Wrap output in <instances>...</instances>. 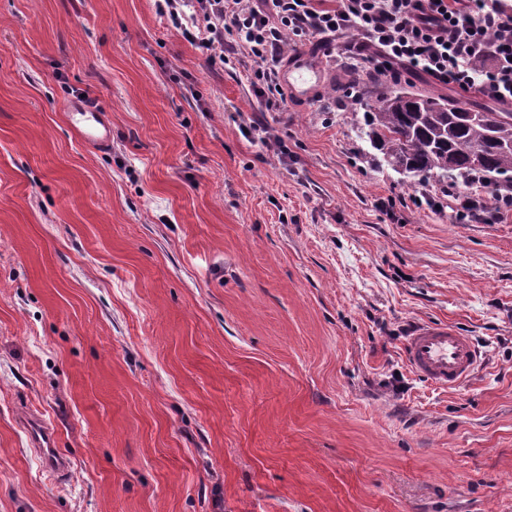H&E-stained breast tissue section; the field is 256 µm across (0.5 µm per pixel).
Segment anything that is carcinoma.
<instances>
[{
	"label": "carcinoma",
	"instance_id": "cac0c4a2",
	"mask_svg": "<svg viewBox=\"0 0 512 512\" xmlns=\"http://www.w3.org/2000/svg\"><path fill=\"white\" fill-rule=\"evenodd\" d=\"M339 86L375 97L367 136L394 170L426 185L477 178L494 192L512 189V112L470 110L451 98L391 88L380 70L352 68Z\"/></svg>",
	"mask_w": 512,
	"mask_h": 512
}]
</instances>
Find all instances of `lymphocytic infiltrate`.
Returning <instances> with one entry per match:
<instances>
[{
  "label": "lymphocytic infiltrate",
  "instance_id": "obj_1",
  "mask_svg": "<svg viewBox=\"0 0 512 512\" xmlns=\"http://www.w3.org/2000/svg\"><path fill=\"white\" fill-rule=\"evenodd\" d=\"M184 20L185 0H156L182 37L211 64L236 56L266 109L286 107L282 64L296 38L377 68L400 65L442 85L478 90L512 104V7L502 0H198Z\"/></svg>",
  "mask_w": 512,
  "mask_h": 512
}]
</instances>
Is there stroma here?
I'll list each match as a JSON object with an SVG mask.
<instances>
[{"label":"stroma","mask_w":512,"mask_h":512,"mask_svg":"<svg viewBox=\"0 0 512 512\" xmlns=\"http://www.w3.org/2000/svg\"><path fill=\"white\" fill-rule=\"evenodd\" d=\"M347 66L271 112L155 0H0V512H512V211L388 167ZM427 321L461 386L407 366ZM69 120L83 137L95 147H106L112 140V127L103 110L92 101L76 100L68 106ZM490 196L494 197V199H491ZM490 196L479 194L457 195L455 197L459 201L457 205L462 209L457 212V215L470 222H478L487 219L488 216H496L503 210H512L510 195L493 193ZM460 197L462 198L460 199ZM404 357L417 377L445 388L458 387L478 366L471 336L445 322L418 325L404 345ZM31 446L42 461L43 467L58 479L67 476L70 464L66 455L56 447V430L52 422L37 416H31L27 421Z\"/></svg>","instance_id":"obj_1"}]
</instances>
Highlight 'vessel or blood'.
Segmentation results:
<instances>
[{
	"label": "vessel or blood",
	"instance_id": "b4317fda",
	"mask_svg": "<svg viewBox=\"0 0 512 512\" xmlns=\"http://www.w3.org/2000/svg\"><path fill=\"white\" fill-rule=\"evenodd\" d=\"M318 77L317 66L302 56L287 72L286 82L296 96L304 98ZM68 112L71 124L87 144L95 147L110 144L112 127L97 104L77 100L69 105ZM404 357L417 377L445 388L458 387L474 374L478 366V354L471 336L445 322L418 325L404 345ZM27 431L44 468L56 477L67 476L70 464L56 446L53 423L34 416L27 423Z\"/></svg>",
	"mask_w": 512,
	"mask_h": 512
}]
</instances>
